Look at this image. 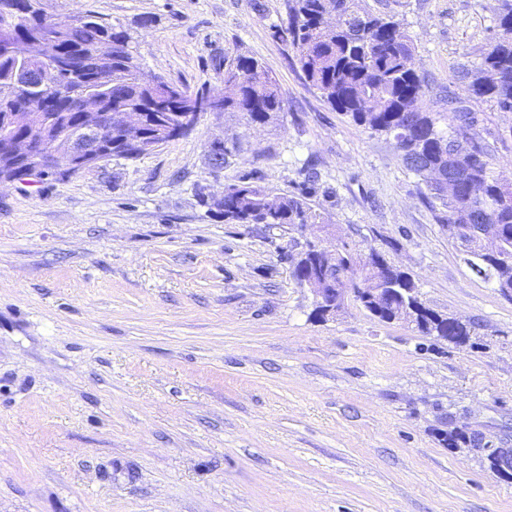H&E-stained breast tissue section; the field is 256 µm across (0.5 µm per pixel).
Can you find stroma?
Here are the masks:
<instances>
[{
  "label": "stroma",
  "mask_w": 512,
  "mask_h": 512,
  "mask_svg": "<svg viewBox=\"0 0 512 512\" xmlns=\"http://www.w3.org/2000/svg\"><path fill=\"white\" fill-rule=\"evenodd\" d=\"M131 33L148 73L210 94L226 60L279 86L274 123L207 112L135 160L0 185V512H512V299L449 240L392 137L309 87L278 30L288 0H42ZM416 40L434 111L479 120L512 181V112L470 91L490 0H367ZM237 142L221 172L210 144ZM247 178L305 193L331 236L374 249L455 345L358 303L315 312L288 227L202 206Z\"/></svg>",
  "instance_id": "stroma-1"
}]
</instances>
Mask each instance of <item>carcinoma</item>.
<instances>
[{
	"instance_id": "1",
	"label": "carcinoma",
	"mask_w": 512,
	"mask_h": 512,
	"mask_svg": "<svg viewBox=\"0 0 512 512\" xmlns=\"http://www.w3.org/2000/svg\"><path fill=\"white\" fill-rule=\"evenodd\" d=\"M14 28L33 36L40 33L41 0H14ZM498 36L487 48L472 91L512 110V0H497ZM283 32L297 53L310 87L336 111L362 126L392 137L408 170L426 184L432 206L439 207L442 227L456 213L483 205L484 223L495 226L506 250L512 251V198L499 200L501 184L489 151L478 141L475 119L467 112H430L424 104V82L413 69L415 39L391 17L372 13L364 0H291ZM49 33L54 47L72 71L51 74L43 90L25 89L14 81V62L0 57V133L11 137H45L26 113L37 112L49 96L57 99L58 122L73 126L80 116L78 95L100 98L107 112L143 113L144 144L166 140L162 132L178 122L175 100L161 101L156 88L135 63L136 48L121 25L88 14L80 20L53 16ZM101 41L112 43V58L103 66L92 61ZM224 111L236 112L247 122L266 125L284 111L279 87L254 58L239 55L224 65ZM453 168L462 176L457 192L437 193L431 172ZM224 202L210 206L224 214L226 224H321L323 219L303 195L273 193L248 181L228 184ZM472 260L485 270L497 288L512 289V268L499 267L475 246ZM360 273L365 288H416L407 273L394 268L371 249L365 253L348 244L336 246V287L343 278ZM425 336H468L470 324L430 309L417 323Z\"/></svg>"
}]
</instances>
